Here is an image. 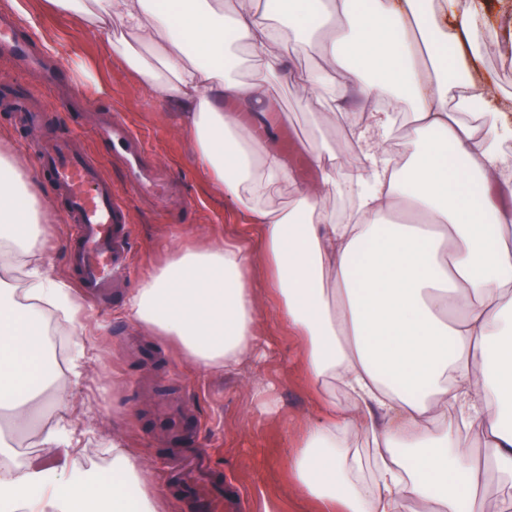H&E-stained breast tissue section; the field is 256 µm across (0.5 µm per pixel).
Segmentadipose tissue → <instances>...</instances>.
Instances as JSON below:
<instances>
[{
  "label": "adipose tissue",
  "mask_w": 512,
  "mask_h": 512,
  "mask_svg": "<svg viewBox=\"0 0 512 512\" xmlns=\"http://www.w3.org/2000/svg\"><path fill=\"white\" fill-rule=\"evenodd\" d=\"M119 29L110 52L178 106L209 184L250 215L252 249L166 244L124 305L204 376L265 355V305L302 341L312 407L287 441L284 487L313 512H512V92L480 68L482 0H45L31 14ZM315 53L301 67L296 57ZM355 149L298 144V182L274 149L277 84ZM362 103L364 120L339 103ZM356 195L339 220L329 199ZM51 225L24 160L0 146V401L12 430L71 408L49 388L45 318L83 308L45 262ZM476 430L477 458L460 433ZM373 448L365 466L356 437ZM76 439L42 430L46 464L0 469L28 512H164L165 487L112 439V478L67 470Z\"/></svg>",
  "instance_id": "1"
}]
</instances>
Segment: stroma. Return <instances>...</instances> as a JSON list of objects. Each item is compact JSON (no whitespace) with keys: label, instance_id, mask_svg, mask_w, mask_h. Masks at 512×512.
<instances>
[{"label":"stroma","instance_id":"35a3bbf8","mask_svg":"<svg viewBox=\"0 0 512 512\" xmlns=\"http://www.w3.org/2000/svg\"><path fill=\"white\" fill-rule=\"evenodd\" d=\"M483 2L490 24L482 37L483 66L503 89L512 91V44L498 27L499 18L512 14V0ZM45 35L57 46L52 64L57 87H45L40 71L20 68L0 54V136L25 153L34 142L67 139L75 150L93 157L128 213L132 243L125 273L114 279L108 301L101 305L88 296L80 298L85 310L84 378L72 398L80 443L70 466L93 477H109L112 437L124 435L126 447L140 453L148 478L167 489L166 512H197L177 480L172 443L158 419L159 404L168 399L191 419L186 449L205 450L208 477L225 502H241L240 512H262L267 498L279 502L280 512H305L297 496L282 494L278 485L287 465L283 441L295 434L311 404L296 360L301 342L281 327L276 312L267 310L261 327L271 342L267 358L220 379L191 372L171 345L147 335L124 314L126 297L159 259L165 242L193 243L220 230L225 241L248 248L255 240L249 218L230 209L195 167L177 109L112 60L108 33L52 18ZM277 96L284 118L276 146L300 179L312 181L314 173L296 149L300 134L315 131L304 94L284 83ZM116 112L145 138L147 166L166 174V212H157L152 202L126 190L122 162L94 138L92 126L111 122ZM29 174L56 212L51 219L55 247L46 261L61 280L79 287L77 245L57 215L60 197L37 168ZM260 386L276 413L260 410L255 397Z\"/></svg>","mask_w":512,"mask_h":512}]
</instances>
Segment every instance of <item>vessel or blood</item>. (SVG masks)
Here are the masks:
<instances>
[{"label":"vessel or blood","mask_w":512,"mask_h":512,"mask_svg":"<svg viewBox=\"0 0 512 512\" xmlns=\"http://www.w3.org/2000/svg\"><path fill=\"white\" fill-rule=\"evenodd\" d=\"M112 149L126 155L129 169L127 189L137 195L163 200L165 184L145 173L141 156L143 138L121 116H113L104 130ZM32 154L41 172L60 192L66 212L73 222L81 254V281L89 293L107 288L121 269L127 220L116 193L98 164L86 154L74 152L69 142L56 140L34 145Z\"/></svg>","instance_id":"obj_1"}]
</instances>
